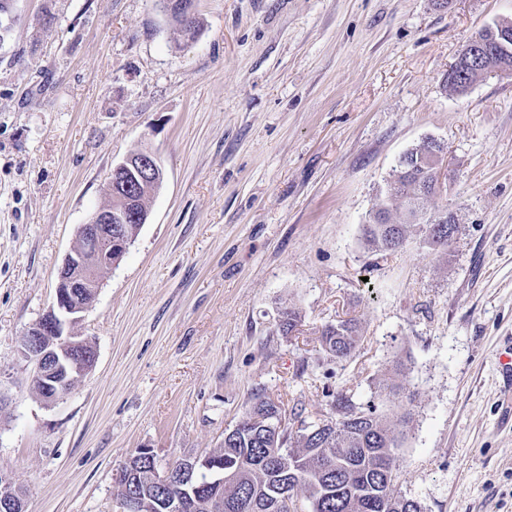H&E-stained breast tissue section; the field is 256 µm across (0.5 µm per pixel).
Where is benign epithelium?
Masks as SVG:
<instances>
[{
  "mask_svg": "<svg viewBox=\"0 0 512 512\" xmlns=\"http://www.w3.org/2000/svg\"><path fill=\"white\" fill-rule=\"evenodd\" d=\"M464 52L495 73L511 74L512 26L498 24L496 46L480 38L470 40ZM163 168L149 150H139L112 168L108 184L120 183L126 195L132 196L141 186L160 182ZM133 238L122 229L113 228L112 210L97 209L85 224L78 227L76 239L65 255L58 273V285L70 290H56L52 308L26 332L22 354L34 365V390L47 403L64 398L77 377L89 370L74 362L72 353L87 347L88 338L78 335L74 324L80 314L92 306L104 274L116 267ZM73 288L90 289V297L82 299L71 293ZM207 470L214 484L224 489L233 474H224V462L214 456L187 457L179 468H160L151 448H141L128 457L113 473L115 485L123 487L127 496L120 500V512H185L190 499L196 497L193 474ZM0 512H25L24 498L9 476L0 472Z\"/></svg>",
  "mask_w": 512,
  "mask_h": 512,
  "instance_id": "7a95c632",
  "label": "benign epithelium"
}]
</instances>
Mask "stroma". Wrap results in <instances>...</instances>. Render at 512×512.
I'll return each instance as SVG.
<instances>
[{
    "label": "stroma",
    "mask_w": 512,
    "mask_h": 512,
    "mask_svg": "<svg viewBox=\"0 0 512 512\" xmlns=\"http://www.w3.org/2000/svg\"><path fill=\"white\" fill-rule=\"evenodd\" d=\"M182 43L153 0H13L0 44V471L27 512H119L113 472L219 448L253 392L307 421L329 396L411 412L397 492L512 512V76L446 80L512 0H197ZM447 148L429 209L459 226L382 253L369 211L407 150ZM164 171L149 219L75 326L96 351L64 399L21 340L51 308L113 166ZM299 312L289 335L284 309ZM355 320V352L319 350ZM396 378L401 398L380 397Z\"/></svg>",
    "instance_id": "35a3bbf8"
}]
</instances>
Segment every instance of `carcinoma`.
Masks as SVG:
<instances>
[{"label":"carcinoma","mask_w":512,"mask_h":512,"mask_svg":"<svg viewBox=\"0 0 512 512\" xmlns=\"http://www.w3.org/2000/svg\"><path fill=\"white\" fill-rule=\"evenodd\" d=\"M486 70L466 65L448 88L466 91ZM413 169L403 167L387 181V191L366 220L364 236L377 250H393L395 239H405L415 230L434 247H448L459 232L457 224L439 222L425 202L432 190L436 165L444 147L427 141L409 150ZM403 208V221L393 223V207ZM359 340L352 320L324 327L320 345L330 358L351 356ZM335 417L306 426L302 413L291 411L300 428L284 427L277 439L266 436L263 424L279 420L282 406L263 393H256L237 421L236 435L224 440L217 452L224 465L236 470L235 481L219 494L210 474L195 477L197 505L187 512H298V494L309 501L308 512H423L419 501L396 492V450L402 447L410 413L399 419L401 429L390 427L373 404L361 406L338 392L331 401Z\"/></svg>","instance_id":"obj_1"}]
</instances>
